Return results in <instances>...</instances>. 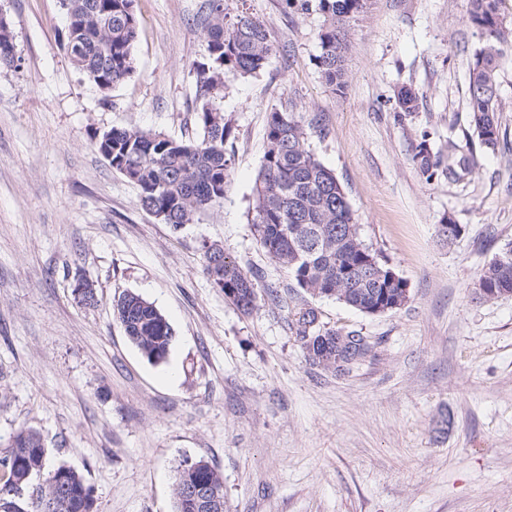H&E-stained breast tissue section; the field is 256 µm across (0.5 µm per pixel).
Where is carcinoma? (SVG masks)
Here are the masks:
<instances>
[{
    "mask_svg": "<svg viewBox=\"0 0 512 512\" xmlns=\"http://www.w3.org/2000/svg\"><path fill=\"white\" fill-rule=\"evenodd\" d=\"M134 0H61L66 16L65 49L75 68L101 93L132 76L137 20ZM303 11L314 9L327 18L318 33L316 67L324 82L337 92L347 87L344 57L349 44L348 23L363 14V0H285ZM467 19L482 36L468 77L470 124L480 145L496 153L500 144L498 67L502 46L512 43V27L502 28V0H466ZM207 42L206 59L196 72L195 122L200 133L188 140L139 129H111L95 136L96 148L113 170L139 191V204L165 224L176 227L224 201L231 183L234 153L231 119L216 106L229 74L252 76L262 72L273 53L265 25L245 11L229 12L227 0H208L200 19ZM110 45L103 52L101 46ZM13 35L0 30V64L14 63ZM419 94L404 88L397 98L399 111L417 110ZM265 150L255 179L250 222L267 255L292 275L311 295L331 296L369 315L393 312L409 298L407 282L364 243L348 193L335 172L306 147V132L286 112L267 115ZM413 162L426 180L441 165L427 139L415 147ZM205 270L214 285L242 313L249 314L259 299V274L245 270L217 244L204 247ZM479 285L492 300L512 293V254L504 249L482 271ZM115 315L129 341L147 360L167 359L174 341L164 314L135 292L114 304ZM292 329L306 357L326 368L336 357L355 366L371 352L370 343L354 331L328 329L313 308L294 315ZM44 446L32 429L21 428L9 450L0 456V471L16 473L17 464L46 465ZM205 482L224 498L220 472L203 459L185 460L174 485L176 512H201L179 497L185 479ZM66 496L55 500L59 484ZM90 487L78 471L59 466L45 473L44 487L17 501L15 512H90Z\"/></svg>",
    "mask_w": 512,
    "mask_h": 512,
    "instance_id": "cac0c4a2",
    "label": "carcinoma"
}]
</instances>
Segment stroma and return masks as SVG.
<instances>
[{
	"mask_svg": "<svg viewBox=\"0 0 512 512\" xmlns=\"http://www.w3.org/2000/svg\"><path fill=\"white\" fill-rule=\"evenodd\" d=\"M205 3L135 0L136 71L104 95L62 47L60 0H0L16 52L0 67V455L19 426L34 429L47 468L84 475L92 512H175L187 459L222 474L229 512H512V295L477 292L512 243V48L498 70L505 146L491 154L469 121L481 38L465 0H371L349 26L341 93L315 66L321 13L229 0L263 21L274 52L259 74L229 77L218 101L235 128L223 204L176 229L142 209L94 137L197 136ZM405 86L419 105L402 116ZM271 111L301 122L362 239L407 281L400 309L368 315L309 295L260 247L248 211ZM424 139L443 156L456 142L470 170L425 179L412 160ZM446 217L463 228L451 244L438 235ZM212 242L259 271L251 315L207 275ZM81 280L94 305L78 302ZM128 291L170 322L168 364L116 320ZM304 307L366 336L370 355L347 373L310 364L291 331Z\"/></svg>",
	"mask_w": 512,
	"mask_h": 512,
	"instance_id": "1",
	"label": "stroma"
}]
</instances>
